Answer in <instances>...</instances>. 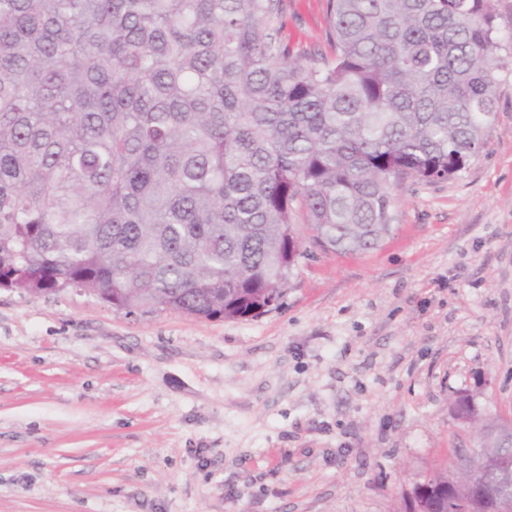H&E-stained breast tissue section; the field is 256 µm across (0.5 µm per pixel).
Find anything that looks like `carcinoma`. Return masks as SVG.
Wrapping results in <instances>:
<instances>
[{"label":"carcinoma","instance_id":"1","mask_svg":"<svg viewBox=\"0 0 512 512\" xmlns=\"http://www.w3.org/2000/svg\"><path fill=\"white\" fill-rule=\"evenodd\" d=\"M282 0H0V277L128 315L243 320L312 241L389 235L392 190L458 176L497 112L494 0H327L332 59ZM448 473L422 481L448 512ZM279 37L295 57H329L326 0H282Z\"/></svg>","mask_w":512,"mask_h":512}]
</instances>
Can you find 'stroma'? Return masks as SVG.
<instances>
[{
	"mask_svg": "<svg viewBox=\"0 0 512 512\" xmlns=\"http://www.w3.org/2000/svg\"><path fill=\"white\" fill-rule=\"evenodd\" d=\"M498 112L459 177L393 190L375 250L310 247L279 307L129 315L79 288H0V512H402L471 429L512 419V0ZM279 37L327 57L326 0Z\"/></svg>",
	"mask_w": 512,
	"mask_h": 512,
	"instance_id": "1",
	"label": "stroma"
}]
</instances>
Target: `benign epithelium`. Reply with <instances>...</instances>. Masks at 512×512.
Masks as SVG:
<instances>
[{
  "label": "benign epithelium",
  "mask_w": 512,
  "mask_h": 512,
  "mask_svg": "<svg viewBox=\"0 0 512 512\" xmlns=\"http://www.w3.org/2000/svg\"><path fill=\"white\" fill-rule=\"evenodd\" d=\"M509 433L512 425L505 421L480 423L476 448L448 476V503L459 506L460 512H489L493 503L512 502V462L503 454Z\"/></svg>",
  "instance_id": "1"
}]
</instances>
